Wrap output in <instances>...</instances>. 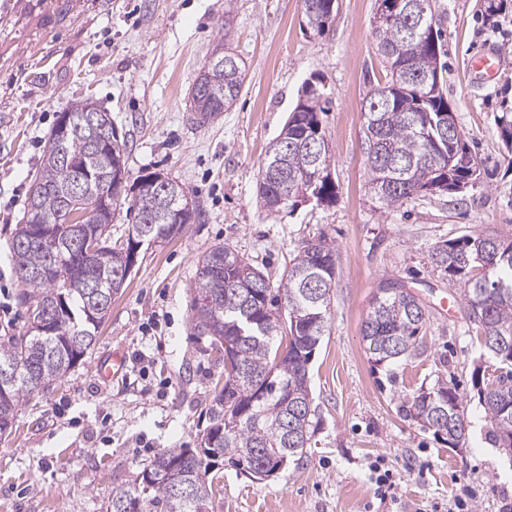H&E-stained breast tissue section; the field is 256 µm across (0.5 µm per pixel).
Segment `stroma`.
I'll use <instances>...</instances> for the list:
<instances>
[{"label": "stroma", "mask_w": 512, "mask_h": 512, "mask_svg": "<svg viewBox=\"0 0 512 512\" xmlns=\"http://www.w3.org/2000/svg\"><path fill=\"white\" fill-rule=\"evenodd\" d=\"M329 31L306 35L303 0H233L230 46L245 63L241 93L218 120L196 123L194 80L224 25V0H0V336L24 331L10 243L45 143L71 103L108 109L127 146L129 187L161 173L186 187L196 217L174 240L143 246L82 363L27 397L0 439V512H106L161 450L194 448L223 371L196 339L190 304L198 260L230 245L279 281L302 243L336 246L328 329L311 364V446L276 477L222 469L210 512H432L469 493L473 512L512 502V459L490 439L473 387L488 355L471 330L461 288L431 253L464 234L512 238V152L495 124L512 103V68L494 80L467 71L486 45L512 61V6L497 25L485 0H437L448 71L444 88L471 150L479 185L381 209L371 198L362 101L383 73L371 21L376 0H337ZM333 104L323 117L337 197L268 214L257 173L306 81ZM408 281L428 320L420 353L378 365L362 324L380 281ZM123 354L127 374L99 380L97 362ZM456 388L466 421L461 448L406 417L420 388ZM399 478L397 502H379L369 467Z\"/></svg>", "instance_id": "1"}]
</instances>
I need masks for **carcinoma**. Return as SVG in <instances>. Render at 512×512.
I'll return each mask as SVG.
<instances>
[{
  "instance_id": "obj_1",
  "label": "carcinoma",
  "mask_w": 512,
  "mask_h": 512,
  "mask_svg": "<svg viewBox=\"0 0 512 512\" xmlns=\"http://www.w3.org/2000/svg\"><path fill=\"white\" fill-rule=\"evenodd\" d=\"M328 0H303V27L312 36L329 30ZM424 19L412 13L374 17L378 51L385 68L384 81L370 87L363 103V145L370 176V192L379 208L387 209L411 199L453 195L481 182L482 171L460 131L458 123H443L453 109L440 94L420 100L404 77L419 69L429 74L446 72L441 19L436 0H423ZM417 28L418 55L404 51V39ZM235 72L224 68V99L219 103L191 94L195 112L217 117L237 100L245 79L239 57ZM332 98L320 80L304 84L280 133L288 156V174L307 166L297 145L323 140L320 114L330 111ZM94 101L73 103L66 113L83 123V130L64 147L48 137L39 169L32 181L26 205L53 216L60 205L72 172L59 162L60 152L77 155L102 174H113L126 166V141H112V155L99 158L91 146L89 108ZM500 138L512 151V104H503L496 118ZM331 158L323 151L314 159L313 201L329 205L336 201L331 178ZM274 163L264 158L257 182L258 195L270 214L294 212L299 184H282L267 178ZM122 185L112 195V217L123 208L135 211V225L143 227L144 240L173 239L194 216L160 207L156 197L145 191L129 200ZM25 228L15 229L11 245L14 273L22 289L18 302L26 310L43 304L60 307L62 331L41 334L33 322L13 336L0 337V368L11 367L16 380L0 394V422L16 420L19 407L30 394L49 389L78 365L94 345L103 317L112 306V290L122 261L111 251L102 261L88 262L73 254L71 231L55 227L61 253L69 257V287L56 288L55 280L40 271L49 264L43 247L23 243ZM432 261L448 282L460 284L468 303V319L484 349L494 360V379L476 370L475 388L480 404L492 425L493 442L512 437V239L493 234L465 235L436 246ZM336 283V248L325 238L307 241L285 265L278 288L270 277L238 251L215 245L199 259L197 281L191 301L192 322L197 338L208 342L215 360L224 362L222 385L214 390L207 408L209 424L199 434V447L165 449L145 465L127 485L112 491L106 512H208L214 493L212 470L229 462L247 474L280 462L300 460L310 447L312 397L309 364L325 335L330 292ZM288 313L301 317L316 315L315 327L287 329L277 313L278 299ZM377 304L362 325L366 353L378 361H394L416 350L426 324L425 304L398 279L381 281ZM456 391L439 386L413 397L405 413L415 421L431 425L434 433L458 446L465 430L448 426L460 414ZM237 420L233 430L226 421ZM183 473L184 495L166 480L169 471Z\"/></svg>"
}]
</instances>
